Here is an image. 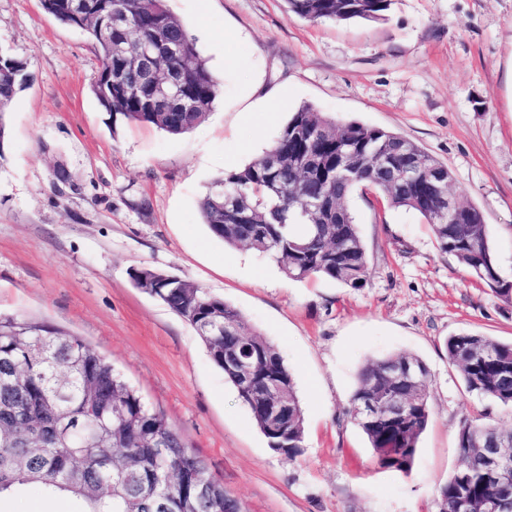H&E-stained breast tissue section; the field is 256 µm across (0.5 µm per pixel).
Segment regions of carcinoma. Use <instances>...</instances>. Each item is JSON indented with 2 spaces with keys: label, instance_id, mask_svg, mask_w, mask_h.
<instances>
[{
  "label": "carcinoma",
  "instance_id": "cac0c4a2",
  "mask_svg": "<svg viewBox=\"0 0 512 512\" xmlns=\"http://www.w3.org/2000/svg\"><path fill=\"white\" fill-rule=\"evenodd\" d=\"M288 12L308 21L380 22L392 0H284ZM73 0H43V9L58 22L86 34L98 50V69L124 64L125 84H109L96 73L91 89L100 106L113 116L153 125L170 135L190 131L211 111L219 82L198 51L195 38L166 7L165 0H112L125 17V32L105 31L98 20L82 23L70 15ZM156 55L161 73L178 71L183 83L171 95L183 97L178 112H163L150 103V85L139 81L134 52ZM28 82L24 60L0 51V150L6 136L5 109ZM303 127L309 139L294 134ZM353 144L365 162L381 151L407 149L426 167L448 169L400 133L357 121L338 123L312 105L299 106L284 124L271 148L242 168L224 172L199 203L200 216L215 238L231 247H247L272 258L290 279L322 277L344 288L365 287L368 255L352 213L344 222L321 223L306 210L307 193L335 180L336 154ZM305 149L323 161L312 183L298 180L291 154ZM372 189L389 208L419 214L430 224L439 248L483 281L497 298L512 302V280L502 277L480 208L465 203V215L427 213L413 189H395L366 174L341 178L344 200L355 190ZM243 193L247 206L240 215L225 210L223 201ZM137 288L158 298L197 331L213 364L237 391L272 448L295 454L305 436V420L294 378L276 345L248 326L241 313L224 299L166 271L138 269ZM448 361L457 368L466 390L512 405V343L477 333L448 337ZM260 354L256 379L282 385L288 414L269 429L264 401L243 387L238 369L224 363V354ZM421 371L419 385L408 394V409L398 421L379 416L353 420L365 435L382 468L411 470L420 436L430 417V371L415 355L394 353L368 360L360 369L349 413L365 396L398 394L403 387L387 377L401 360ZM490 436L512 449V429L461 421L457 448L463 461L437 489L439 512H456L458 498H471V512H482L484 499L498 492L485 472L481 448ZM166 447H152L155 438ZM205 464L185 444L166 414L144 401L122 374L78 337L44 322L0 315V499L29 486L48 498L70 495L82 512H224V484L201 481Z\"/></svg>",
  "mask_w": 512,
  "mask_h": 512
}]
</instances>
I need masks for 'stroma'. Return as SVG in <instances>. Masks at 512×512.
Here are the masks:
<instances>
[{"label": "stroma", "mask_w": 512, "mask_h": 512, "mask_svg": "<svg viewBox=\"0 0 512 512\" xmlns=\"http://www.w3.org/2000/svg\"><path fill=\"white\" fill-rule=\"evenodd\" d=\"M220 82L189 132L113 119L93 95L92 40L40 0H0V50L28 65L0 148V314L81 336L163 410L241 512H438L459 466L463 417L512 427V408L466 391L448 336L512 341V302L442 252L429 224L380 204L347 206L369 257L353 290L287 278L274 261L211 236L199 214L209 184L273 144L312 104L337 122L398 132L448 165L451 190L485 216L512 280V0H393L385 21L311 22L284 0H167ZM243 67L224 65V48ZM286 90L264 122L251 85ZM68 173L59 181L58 169ZM159 269L236 307L288 364L305 417L295 457L270 448L194 329L136 288ZM431 374L432 421L409 473L380 468L348 413L359 368L392 353ZM25 488L0 512H80Z\"/></svg>", "instance_id": "obj_1"}]
</instances>
